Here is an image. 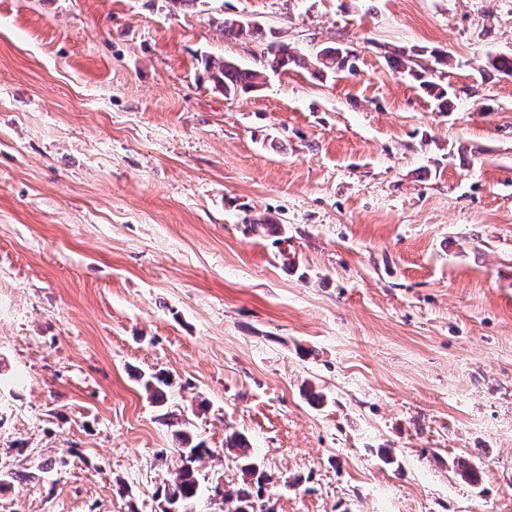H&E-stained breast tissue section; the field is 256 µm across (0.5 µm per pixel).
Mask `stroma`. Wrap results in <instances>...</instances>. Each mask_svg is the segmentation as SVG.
<instances>
[{
	"instance_id": "35a3bbf8",
	"label": "stroma",
	"mask_w": 512,
	"mask_h": 512,
	"mask_svg": "<svg viewBox=\"0 0 512 512\" xmlns=\"http://www.w3.org/2000/svg\"><path fill=\"white\" fill-rule=\"evenodd\" d=\"M227 18L357 71L225 97L203 58L261 52ZM397 46L447 53L454 111ZM491 54L512 56V0H0V473H35L0 512H162L168 414L213 450L195 512L242 481L234 431L274 512H512V75ZM236 19H224V34L234 39L250 40L252 42L263 39V31L258 26L243 25ZM423 54L419 51H397L388 57L389 63L399 72L406 73L409 77L418 82L429 96L436 102L441 112H448L452 107L447 88L432 80L434 68L431 64L423 65L416 60Z\"/></svg>"
}]
</instances>
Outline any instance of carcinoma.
I'll use <instances>...</instances> for the list:
<instances>
[{
    "label": "carcinoma",
    "mask_w": 512,
    "mask_h": 512,
    "mask_svg": "<svg viewBox=\"0 0 512 512\" xmlns=\"http://www.w3.org/2000/svg\"><path fill=\"white\" fill-rule=\"evenodd\" d=\"M224 34L252 42L263 39V31L259 26L244 25L236 19L224 20ZM420 55L419 51L402 50L390 55L388 61L393 68L418 82L419 86L434 99L439 111L447 112L452 107L448 90L432 80L434 68L429 64L419 63L417 57ZM352 57L354 52L340 46H324L309 62L300 53L292 51L287 43L271 42L263 52L261 66L257 68H246L226 58L207 57L205 70L214 87L228 97L252 92L264 84L268 73L284 74L294 67L310 68L312 75L321 80L345 70L352 72ZM163 385L165 382L159 377L143 381L145 390L157 404H162L166 400ZM174 438L178 443L182 460L175 473L173 485L165 489L166 501L169 505L179 508V512H193V504L200 492L197 463L211 455L212 450L202 442H193L189 425L185 422L177 423ZM225 447L233 452L243 475L240 485L224 490L226 512H273L263 499V485L268 481V477L254 463L249 441L243 435L234 433L227 438Z\"/></svg>",
    "instance_id": "1"
}]
</instances>
